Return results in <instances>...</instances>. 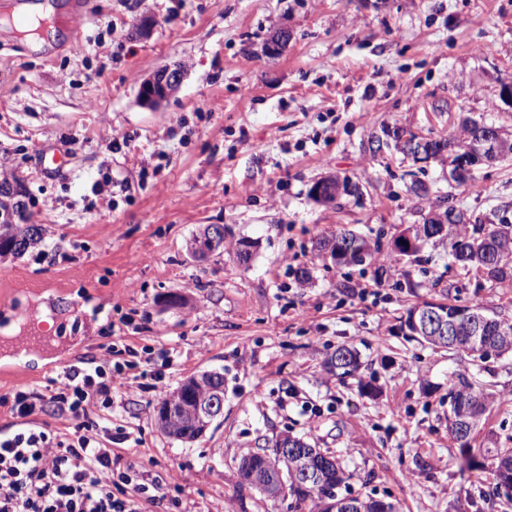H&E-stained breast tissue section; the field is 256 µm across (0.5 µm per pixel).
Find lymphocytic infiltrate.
<instances>
[{
    "instance_id": "lymphocytic-infiltrate-1",
    "label": "lymphocytic infiltrate",
    "mask_w": 512,
    "mask_h": 512,
    "mask_svg": "<svg viewBox=\"0 0 512 512\" xmlns=\"http://www.w3.org/2000/svg\"><path fill=\"white\" fill-rule=\"evenodd\" d=\"M104 366L70 365L52 378L48 393L16 389L0 397L27 425L0 434V512H134L132 500L117 496V484L148 491L134 470L115 473L112 450L99 439L93 407L111 406L112 385ZM54 410L73 420L65 434L28 420Z\"/></svg>"
}]
</instances>
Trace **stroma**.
<instances>
[{
    "label": "stroma",
    "mask_w": 512,
    "mask_h": 512,
    "mask_svg": "<svg viewBox=\"0 0 512 512\" xmlns=\"http://www.w3.org/2000/svg\"><path fill=\"white\" fill-rule=\"evenodd\" d=\"M90 3L76 22L55 11L56 39L36 49L0 0V170L24 180L30 221L45 229L42 246L0 260V329L15 321L21 335L62 340L27 360L0 350V396L47 391L63 361L120 347L112 406L91 412L100 439L117 470L180 475L156 500L134 496L137 512H291L289 497L242 487L237 470L286 432L336 456L353 493L399 512H512L489 470L460 467L447 429L448 378L463 372L493 397V441L512 439V358L480 362L400 331L411 305L444 295L511 311L512 287L475 289L474 272L446 270L440 248L413 268L391 263L382 286L313 249L345 228L391 238L417 222L412 182L447 191L445 164L370 157L382 126L444 138L468 116L512 136L500 96L512 0ZM145 14L156 26L139 37ZM283 25L288 45L264 55ZM173 62L187 66L180 90L160 109L141 105L140 81ZM52 145L71 154L64 175L38 163ZM328 174L359 182L362 196L315 202L309 190ZM479 183V195L456 189L457 204L512 220V157L481 167ZM205 224L223 225L229 244L200 262L187 245ZM242 237L259 243L246 265L231 248ZM407 270L413 287L396 288ZM174 293L184 306H168ZM340 344L362 361L343 380L324 366ZM204 371L224 376L222 415L194 441L167 435L155 419L162 393ZM369 381L377 397L362 393Z\"/></svg>",
    "instance_id": "35a3bbf8"
}]
</instances>
